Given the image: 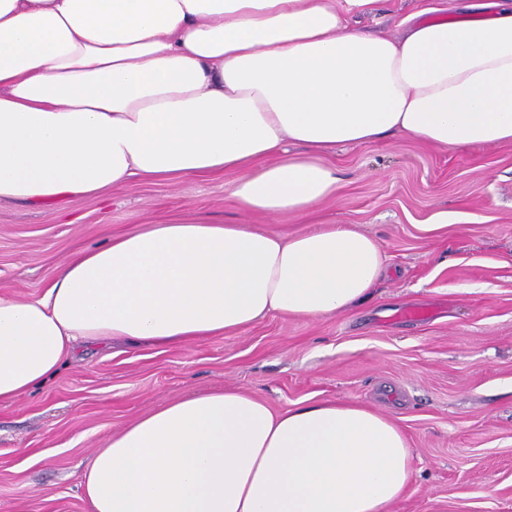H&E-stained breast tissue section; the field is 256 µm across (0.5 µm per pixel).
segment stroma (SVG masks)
<instances>
[{
    "mask_svg": "<svg viewBox=\"0 0 512 512\" xmlns=\"http://www.w3.org/2000/svg\"><path fill=\"white\" fill-rule=\"evenodd\" d=\"M448 0H379L357 27L394 34ZM337 195L307 216L243 212L232 174L134 182L58 207L0 203V294L39 295L77 250L206 213L282 235L341 224L377 239L371 298L318 319L271 315L232 336L113 346L0 402V512H90L85 463L137 417L233 387L284 411L347 400L391 415L413 480L389 512H512V144L444 150L403 134L337 149ZM410 308L425 309L420 318Z\"/></svg>",
    "mask_w": 512,
    "mask_h": 512,
    "instance_id": "obj_1",
    "label": "stroma"
}]
</instances>
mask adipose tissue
Listing matches in <instances>:
<instances>
[{
    "mask_svg": "<svg viewBox=\"0 0 512 512\" xmlns=\"http://www.w3.org/2000/svg\"><path fill=\"white\" fill-rule=\"evenodd\" d=\"M377 3L0 0V202L230 172L243 211L303 216L340 186L337 147L512 143V0L398 36L350 27ZM384 266L375 238L336 224L280 235L197 214L108 237L40 296L0 295V401L88 344L348 311ZM411 480L393 417L344 400L277 412L227 387L136 419L82 486L91 512H388Z\"/></svg>",
    "mask_w": 512,
    "mask_h": 512,
    "instance_id": "adipose-tissue-1",
    "label": "adipose tissue"
}]
</instances>
